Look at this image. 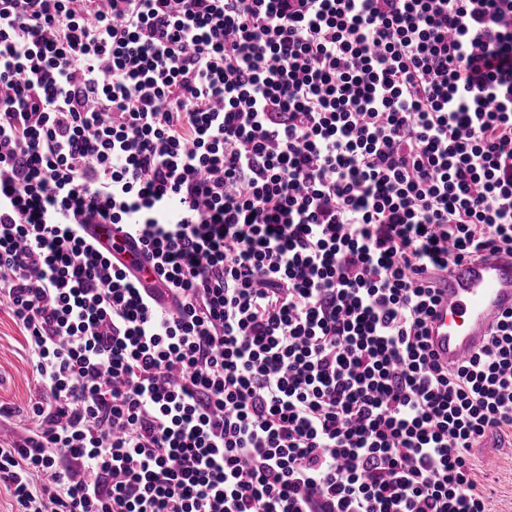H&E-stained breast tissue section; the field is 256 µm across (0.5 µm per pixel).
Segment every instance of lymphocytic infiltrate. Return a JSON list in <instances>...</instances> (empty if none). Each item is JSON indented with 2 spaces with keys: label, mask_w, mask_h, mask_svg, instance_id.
Segmentation results:
<instances>
[{
  "label": "lymphocytic infiltrate",
  "mask_w": 512,
  "mask_h": 512,
  "mask_svg": "<svg viewBox=\"0 0 512 512\" xmlns=\"http://www.w3.org/2000/svg\"><path fill=\"white\" fill-rule=\"evenodd\" d=\"M502 247L512 0H0L16 512H488L512 314L454 369L427 321ZM86 231L99 249L110 259L114 258L136 266V261L142 258V252L130 249L125 240L116 236L114 228L110 224H89ZM31 354L26 340L7 308L0 304V402L28 410L36 396Z\"/></svg>",
  "instance_id": "lymphocytic-infiltrate-1"
}]
</instances>
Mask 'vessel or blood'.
Instances as JSON below:
<instances>
[{
  "mask_svg": "<svg viewBox=\"0 0 512 512\" xmlns=\"http://www.w3.org/2000/svg\"><path fill=\"white\" fill-rule=\"evenodd\" d=\"M88 234L109 258L140 259L109 224H91ZM512 313V250L490 252L454 267L440 285V301L428 320L431 352L456 367L473 356L490 330Z\"/></svg>",
  "mask_w": 512,
  "mask_h": 512,
  "instance_id": "vessel-or-blood-1",
  "label": "vessel or blood"
}]
</instances>
